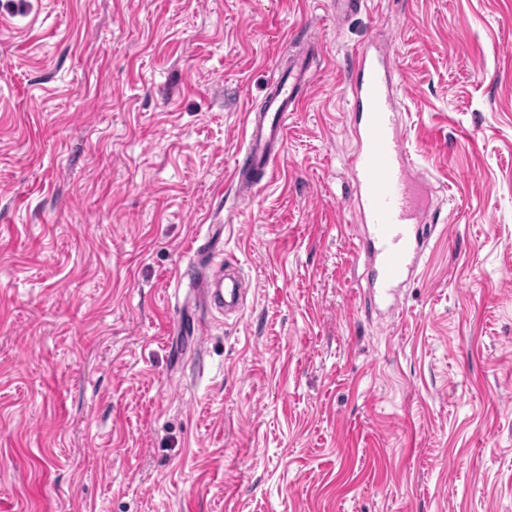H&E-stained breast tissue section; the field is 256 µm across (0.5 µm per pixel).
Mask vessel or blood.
<instances>
[{"mask_svg":"<svg viewBox=\"0 0 512 512\" xmlns=\"http://www.w3.org/2000/svg\"><path fill=\"white\" fill-rule=\"evenodd\" d=\"M352 68L349 85L357 149L348 169L355 185L353 209L364 227L355 255L369 269L372 302L382 304L408 281L422 258L419 229L430 219L435 188L409 160L398 119L390 53L359 49ZM310 85L311 65L302 56L276 79L263 111L249 113L243 158L233 170L241 198H250L271 181L286 139L288 115L297 111ZM193 279L205 305L239 310L240 274L225 279L224 291L218 295L210 288L207 274L194 273Z\"/></svg>","mask_w":512,"mask_h":512,"instance_id":"1","label":"vessel or blood"}]
</instances>
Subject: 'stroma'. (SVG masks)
Returning a JSON list of instances; mask_svg holds the SVG:
<instances>
[{"instance_id":"stroma-1","label":"stroma","mask_w":512,"mask_h":512,"mask_svg":"<svg viewBox=\"0 0 512 512\" xmlns=\"http://www.w3.org/2000/svg\"><path fill=\"white\" fill-rule=\"evenodd\" d=\"M364 45L440 212L390 312L353 257ZM227 259L231 315L184 276ZM0 512H512V0H0ZM311 79L310 61L306 56L297 58L288 75L274 81L263 111L248 114L243 158L233 170L242 199L250 198L273 178L274 163L286 139L288 112H296L305 100Z\"/></svg>"}]
</instances>
